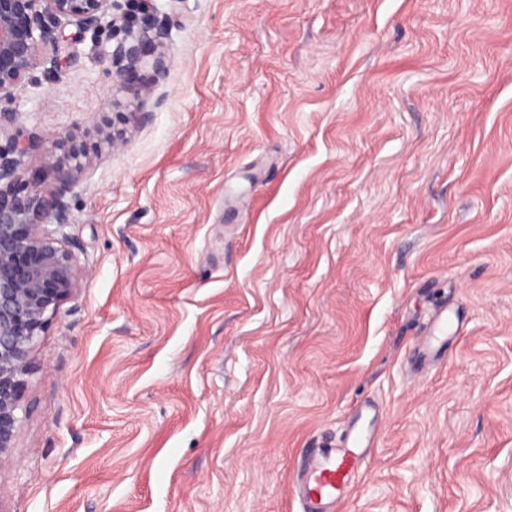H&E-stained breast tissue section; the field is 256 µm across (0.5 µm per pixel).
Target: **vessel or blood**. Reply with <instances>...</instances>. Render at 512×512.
Here are the masks:
<instances>
[{"mask_svg": "<svg viewBox=\"0 0 512 512\" xmlns=\"http://www.w3.org/2000/svg\"><path fill=\"white\" fill-rule=\"evenodd\" d=\"M448 349V309L440 307L427 333L417 342L422 356L444 354ZM369 443L349 435L339 447L310 449L294 487L306 512H336V504L368 456Z\"/></svg>", "mask_w": 512, "mask_h": 512, "instance_id": "1", "label": "vessel or blood"}]
</instances>
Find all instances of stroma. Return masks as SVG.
<instances>
[{
    "instance_id": "stroma-1",
    "label": "stroma",
    "mask_w": 512,
    "mask_h": 512,
    "mask_svg": "<svg viewBox=\"0 0 512 512\" xmlns=\"http://www.w3.org/2000/svg\"><path fill=\"white\" fill-rule=\"evenodd\" d=\"M147 4L167 69L123 141L110 26L14 93L27 168L86 156L0 506L302 512L307 449L369 428L338 512H512V0ZM418 355H441L448 350V308L441 306L436 312L428 332L417 342Z\"/></svg>"
}]
</instances>
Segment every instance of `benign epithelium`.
<instances>
[{
  "instance_id": "obj_1",
  "label": "benign epithelium",
  "mask_w": 512,
  "mask_h": 512,
  "mask_svg": "<svg viewBox=\"0 0 512 512\" xmlns=\"http://www.w3.org/2000/svg\"><path fill=\"white\" fill-rule=\"evenodd\" d=\"M63 22L80 34L105 23L124 32L106 57L113 83L131 98L149 97L164 75L168 30L155 16L135 28L120 12L119 0H0V129L16 120V112L6 107L14 89L31 71L57 65V28ZM60 146L61 156L34 171L24 167L27 148L20 133L0 146V467L16 448L33 341L73 295L78 279L76 243L64 228L85 149L70 136L60 139ZM49 175L56 183L51 193L25 192L24 181Z\"/></svg>"
}]
</instances>
